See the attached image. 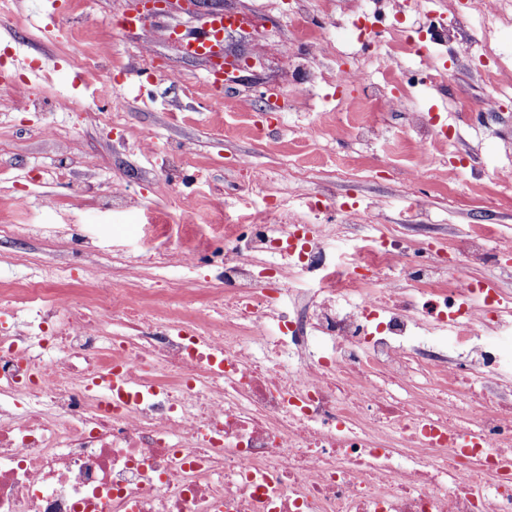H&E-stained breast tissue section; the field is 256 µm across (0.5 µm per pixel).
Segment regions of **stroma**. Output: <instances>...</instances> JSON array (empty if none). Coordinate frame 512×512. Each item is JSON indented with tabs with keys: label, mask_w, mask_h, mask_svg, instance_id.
<instances>
[{
	"label": "stroma",
	"mask_w": 512,
	"mask_h": 512,
	"mask_svg": "<svg viewBox=\"0 0 512 512\" xmlns=\"http://www.w3.org/2000/svg\"><path fill=\"white\" fill-rule=\"evenodd\" d=\"M304 2L305 23L325 36L326 48L297 32L283 0H217L216 9L245 20L224 34L225 53L241 66L217 101L209 61L185 57L171 38L200 27V16L173 8L126 30L118 22L129 13L127 0H12L11 15L0 17V59L25 83L0 86V224L15 227L0 237V308L13 304L12 289L51 266L72 268L70 288L92 287L103 274L140 291L187 278L208 288L217 267L191 273L137 259L151 225L169 226L164 245L175 251L198 232L235 223L247 197L244 157L268 177L266 197L250 199L252 206L285 205L302 224L325 223L309 208L323 197L330 210L346 205L406 225L416 245L429 240L449 250L474 225H494V260L452 266L448 275L512 293V184L502 177L512 170V86L501 88V114L476 107L486 71L512 70V0H502V18L488 27L478 15L460 20L461 0H407L399 16L389 0H374L381 44H352L351 61L392 69L408 94L385 137L368 143L350 135L346 119L376 111L375 102L359 88L337 93L326 80L340 66L332 45L346 41L358 4ZM451 22L474 42L469 57L439 37ZM395 26L419 53L389 58L385 42ZM35 27L44 28L43 37L31 38ZM485 44L492 55L483 54ZM87 57L111 71V86L77 69ZM56 93L70 97L72 111H51ZM116 100L123 117L104 125L98 115ZM460 101L469 109L458 110ZM419 113L433 119L437 139L430 179L410 170ZM113 183L130 203L104 205ZM412 190L428 202L417 217L407 209ZM23 195L29 205L21 209L15 201ZM66 225L75 226L81 244L56 236Z\"/></svg>",
	"instance_id": "stroma-1"
}]
</instances>
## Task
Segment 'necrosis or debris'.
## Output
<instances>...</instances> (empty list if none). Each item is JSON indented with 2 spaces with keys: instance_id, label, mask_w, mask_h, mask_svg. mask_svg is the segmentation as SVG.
<instances>
[{
  "instance_id": "4bbe7bcc",
  "label": "necrosis or debris",
  "mask_w": 512,
  "mask_h": 512,
  "mask_svg": "<svg viewBox=\"0 0 512 512\" xmlns=\"http://www.w3.org/2000/svg\"><path fill=\"white\" fill-rule=\"evenodd\" d=\"M353 235L349 254L330 240ZM166 319L48 271L0 322V512H512V296L398 229L224 227Z\"/></svg>"
}]
</instances>
